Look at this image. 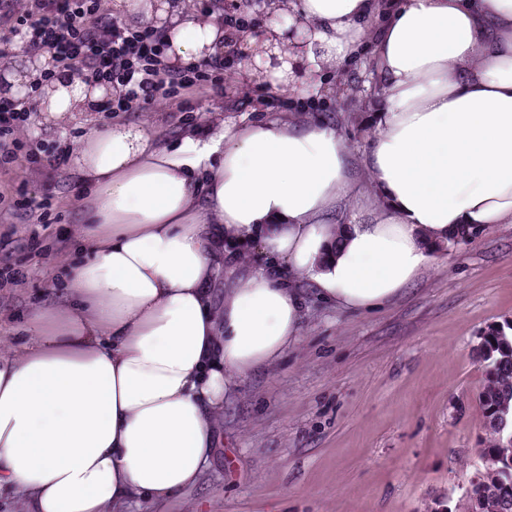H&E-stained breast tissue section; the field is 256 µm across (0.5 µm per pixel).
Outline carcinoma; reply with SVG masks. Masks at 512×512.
Masks as SVG:
<instances>
[{
    "label": "carcinoma",
    "mask_w": 512,
    "mask_h": 512,
    "mask_svg": "<svg viewBox=\"0 0 512 512\" xmlns=\"http://www.w3.org/2000/svg\"><path fill=\"white\" fill-rule=\"evenodd\" d=\"M475 359L485 367V382L479 395L484 448L481 452L498 461V470L485 483L470 485V500L463 512L485 499L498 501L499 512H512V427L500 429L512 419V324L487 327L474 347Z\"/></svg>",
    "instance_id": "cac0c4a2"
}]
</instances>
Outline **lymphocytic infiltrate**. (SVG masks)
I'll use <instances>...</instances> for the list:
<instances>
[{"instance_id":"obj_1","label":"lymphocytic infiltrate","mask_w":512,"mask_h":512,"mask_svg":"<svg viewBox=\"0 0 512 512\" xmlns=\"http://www.w3.org/2000/svg\"><path fill=\"white\" fill-rule=\"evenodd\" d=\"M18 42L49 51L58 70L82 61L91 82L115 89L105 106L109 112H128L158 97L176 99L224 81L220 61L207 69L193 63L167 68L161 33L114 22L100 0H0V50ZM27 120L20 102L0 96V166L18 159Z\"/></svg>"}]
</instances>
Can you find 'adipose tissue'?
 <instances>
[{
  "instance_id": "adipose-tissue-1",
  "label": "adipose tissue",
  "mask_w": 512,
  "mask_h": 512,
  "mask_svg": "<svg viewBox=\"0 0 512 512\" xmlns=\"http://www.w3.org/2000/svg\"><path fill=\"white\" fill-rule=\"evenodd\" d=\"M110 8L162 30L168 66L222 57L221 6ZM265 26L233 29L239 75L281 94H319L322 72L369 55L363 174L322 116L240 124L217 104L175 145L124 121L80 140L90 257L66 263L68 303L34 313L24 350L0 348V490L19 512H124L196 484L225 396L299 341L306 292L381 307L457 230L512 223V0H272ZM100 98L59 77L41 104L63 124Z\"/></svg>"
}]
</instances>
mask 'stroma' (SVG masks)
<instances>
[{
    "label": "stroma",
    "mask_w": 512,
    "mask_h": 512,
    "mask_svg": "<svg viewBox=\"0 0 512 512\" xmlns=\"http://www.w3.org/2000/svg\"><path fill=\"white\" fill-rule=\"evenodd\" d=\"M232 58L221 88L192 92L188 104L155 99L130 121L163 137L206 125L209 106L240 121L295 112L298 98L237 88ZM335 79L309 105L312 114L340 115L354 165L371 134L360 120L369 76ZM93 126L46 128L31 113L25 138L36 152L0 171V234L14 238L8 260L19 285L0 288V339L25 346L32 315L63 300V264L82 241L83 188L52 156L70 152ZM48 197L44 221L8 205L22 187ZM37 236L42 250L27 246ZM301 341L272 366L250 374L224 402L218 443L201 481L164 504L137 499L127 512H454L480 465L478 395L485 369L472 355L489 325L512 322V223L490 224L467 243L441 251L398 298L373 312H340L306 301Z\"/></svg>",
    "instance_id": "35a3bbf8"
}]
</instances>
